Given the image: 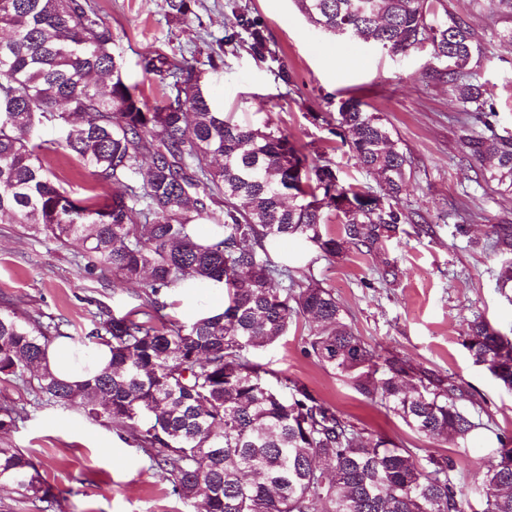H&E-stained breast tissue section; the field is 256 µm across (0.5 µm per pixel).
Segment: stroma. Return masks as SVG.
Masks as SVG:
<instances>
[{"mask_svg": "<svg viewBox=\"0 0 512 512\" xmlns=\"http://www.w3.org/2000/svg\"><path fill=\"white\" fill-rule=\"evenodd\" d=\"M91 3L112 27L126 81L139 86L148 106L159 105L162 92L157 77L144 73L142 58L156 53L186 57L217 107L239 121L279 129L305 146L310 161L331 162L342 184L373 188L377 178L349 153L351 134L340 122L341 105L356 99L382 113L393 140L412 161L399 202L410 223L399 225L372 251L352 248L329 257L290 240L270 247L268 256L288 263L296 278H312L332 289L356 334L378 354L463 379L481 402L472 411L481 429L462 447L414 433L305 356L302 338L309 324L302 319L279 343L254 350L251 358L306 384L372 433L452 456L455 483L471 492L482 480L497 434L512 437V390L475 365L461 344L468 323L479 315L512 336V288L498 283L503 259L482 245L491 225L512 224V195L484 178L479 164L466 155L463 137L482 126L466 122L445 62L427 43L395 55L354 37H329L309 24L295 0H192L190 13L177 18L168 14L165 0ZM445 3L491 46L479 76L495 107L497 134L510 136L512 43L497 36L506 22L492 13L488 0ZM243 6L260 19L272 60L258 61L246 45L227 44L217 64L209 65L211 46ZM281 67L291 84L278 79ZM45 165L72 199L88 194L91 177L63 151L48 155ZM77 250V245L31 236L0 219V305L45 322H64L76 342L91 330L97 306L123 313L139 305L137 286L87 273L73 262ZM224 305L223 290L205 289L173 297L168 312L187 321L203 311H223ZM3 403L17 407L24 419L0 432V446L24 449L39 464L58 496L56 512H193L126 432L73 409L40 407L27 387L12 381L0 380Z\"/></svg>", "mask_w": 512, "mask_h": 512, "instance_id": "obj_1", "label": "stroma"}]
</instances>
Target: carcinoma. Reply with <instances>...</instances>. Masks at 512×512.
I'll list each match as a JSON object with an SVG mask.
<instances>
[{"mask_svg":"<svg viewBox=\"0 0 512 512\" xmlns=\"http://www.w3.org/2000/svg\"><path fill=\"white\" fill-rule=\"evenodd\" d=\"M315 27L392 53L427 42L451 56L448 73L467 118L490 135L463 140L466 153L512 192V137L494 133L495 110L474 67L487 56L469 24L433 22V0H297ZM270 55L249 10L234 13L219 45ZM161 104L148 107L122 76L112 27L89 0H0V215L32 235L76 243L90 272L141 285L140 308L92 313L89 337L110 348L108 367L83 384L42 364L63 322L0 308V378L30 387L41 406L74 408L131 437L195 512H469L451 476L456 462L413 450L337 413L305 384L252 362L300 317L312 323L303 353L345 378L366 400L419 435L465 444L478 427L467 385L402 358L382 357L347 322L331 289L295 279L268 247L299 239L329 256L378 248L409 222L399 196L410 160L384 119L358 101L341 106L349 152L379 178L377 191L339 184L332 164L272 128L240 124L213 108L183 57H145ZM47 123L65 133L68 158L111 194L73 200L43 162ZM336 216L338 235L323 231ZM216 227L197 235L199 220ZM488 246L506 258L512 283V224H494ZM224 287V311L180 322L167 297ZM462 346L473 363L512 390V337L474 320ZM472 494L481 512H512V438L496 435ZM0 484L42 503L57 495L20 448L0 447Z\"/></svg>","mask_w":512,"mask_h":512,"instance_id":"cac0c4a2","label":"carcinoma"}]
</instances>
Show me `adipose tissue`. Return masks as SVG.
<instances>
[{
    "label": "adipose tissue",
    "mask_w": 512,
    "mask_h": 512,
    "mask_svg": "<svg viewBox=\"0 0 512 512\" xmlns=\"http://www.w3.org/2000/svg\"><path fill=\"white\" fill-rule=\"evenodd\" d=\"M111 360L108 347L85 348L67 338L51 343L46 349L45 363L59 378L81 384L105 369Z\"/></svg>",
    "instance_id": "1"
}]
</instances>
